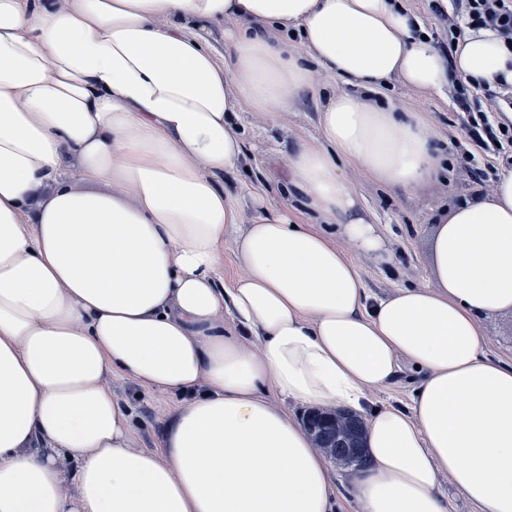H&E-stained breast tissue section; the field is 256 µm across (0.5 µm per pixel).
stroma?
<instances>
[{
	"label": "stroma",
	"mask_w": 512,
	"mask_h": 512,
	"mask_svg": "<svg viewBox=\"0 0 512 512\" xmlns=\"http://www.w3.org/2000/svg\"><path fill=\"white\" fill-rule=\"evenodd\" d=\"M342 82L332 80L322 68L313 70V87L295 103L291 112L274 123L252 112L242 115L253 145L251 162L257 181L275 185L286 168L287 155L303 140L316 136L317 111L328 94L343 91ZM386 97L410 108L435 113L442 146L451 163L436 179L421 183L414 191L399 190L373 183L362 167L346 164L342 174L354 187L362 202L380 225L389 249L396 256L395 265L379 266L370 256L357 260L370 295L382 297L397 288L423 284L428 276L429 243L436 223L455 206L491 193L493 182H480L465 170L456 154V144L467 143L464 127L457 119L458 106L453 97L425 98L400 84H390ZM114 394L130 399L137 419L136 444L157 447L161 423L173 405L171 397L142 391L132 382L115 379Z\"/></svg>",
	"instance_id": "35a3bbf8"
}]
</instances>
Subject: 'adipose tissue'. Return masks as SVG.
<instances>
[{"mask_svg":"<svg viewBox=\"0 0 512 512\" xmlns=\"http://www.w3.org/2000/svg\"><path fill=\"white\" fill-rule=\"evenodd\" d=\"M424 33L407 0H0V512H332L294 405L364 414L358 512H449L447 481L512 512V364L483 328L512 311V169L437 224L428 283L372 297L355 263L394 256L341 163L410 192L443 160L383 86L512 85L494 31L447 56ZM317 65L346 91L254 186L242 113L291 111ZM405 363L409 403L375 401ZM113 378L176 397L158 447Z\"/></svg>","mask_w":512,"mask_h":512,"instance_id":"1","label":"adipose tissue"}]
</instances>
